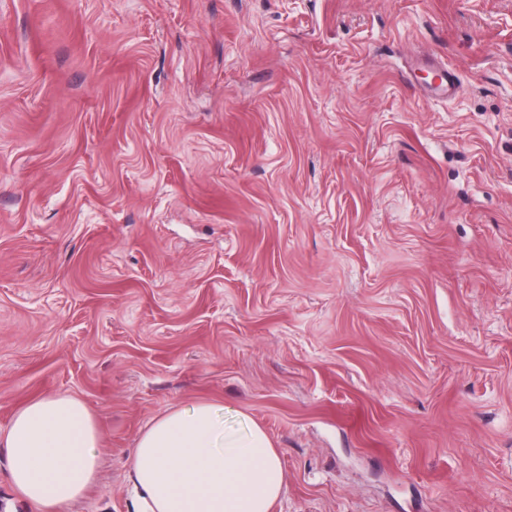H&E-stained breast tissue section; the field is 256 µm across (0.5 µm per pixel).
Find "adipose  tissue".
I'll list each match as a JSON object with an SVG mask.
<instances>
[{
	"label": "adipose tissue",
	"mask_w": 512,
	"mask_h": 512,
	"mask_svg": "<svg viewBox=\"0 0 512 512\" xmlns=\"http://www.w3.org/2000/svg\"><path fill=\"white\" fill-rule=\"evenodd\" d=\"M224 407L198 402L154 418L127 460L134 512H270L286 484L280 454L257 424L224 427ZM102 434L72 395L32 398L0 430L24 512H70L96 484Z\"/></svg>",
	"instance_id": "1"
}]
</instances>
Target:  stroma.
Listing matches in <instances>:
<instances>
[{"mask_svg":"<svg viewBox=\"0 0 512 512\" xmlns=\"http://www.w3.org/2000/svg\"><path fill=\"white\" fill-rule=\"evenodd\" d=\"M57 394L72 512L198 401L271 512H512V0H0V429Z\"/></svg>","mask_w":512,"mask_h":512,"instance_id":"stroma-1","label":"stroma"}]
</instances>
